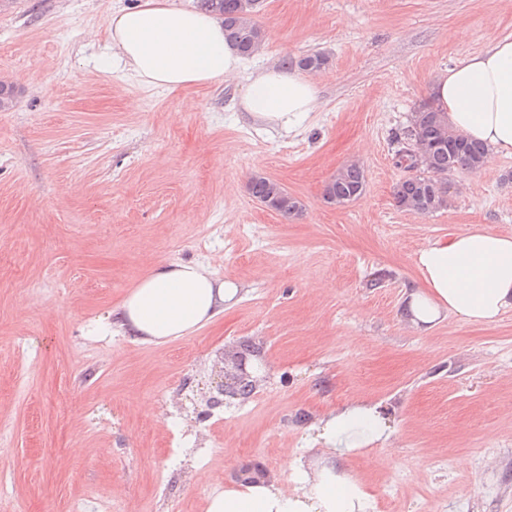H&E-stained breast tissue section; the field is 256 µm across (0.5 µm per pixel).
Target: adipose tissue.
<instances>
[{
    "label": "adipose tissue",
    "mask_w": 512,
    "mask_h": 512,
    "mask_svg": "<svg viewBox=\"0 0 512 512\" xmlns=\"http://www.w3.org/2000/svg\"><path fill=\"white\" fill-rule=\"evenodd\" d=\"M108 33L111 52L100 58V69L122 68L156 88L210 84L237 76L244 67L217 15L174 0H139L113 11ZM430 95L454 130L483 143L489 156H512V40L497 41L439 74ZM316 103L314 81L280 63L249 76L238 100L257 123L286 132L301 127ZM415 264L419 284L407 304L418 330L451 315L490 323L512 309V236L468 229L424 247ZM239 290L238 283L217 277L204 264L160 263L131 289L115 319L95 321L90 333L126 330L141 342L161 345L211 323ZM387 428L378 404L344 406L319 420V456L307 463L293 454L285 457L293 490L256 476L212 496L207 512H370L371 495L343 463L385 439Z\"/></svg>",
    "instance_id": "obj_1"
}]
</instances>
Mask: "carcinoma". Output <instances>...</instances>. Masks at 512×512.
Listing matches in <instances>:
<instances>
[{
  "label": "carcinoma",
  "instance_id": "1",
  "mask_svg": "<svg viewBox=\"0 0 512 512\" xmlns=\"http://www.w3.org/2000/svg\"><path fill=\"white\" fill-rule=\"evenodd\" d=\"M200 7L223 17L226 38L240 51L250 56L265 42L262 27L254 20L252 0H199ZM327 65L320 54L307 55L297 61L305 71H319ZM395 164L414 162V152L423 150L422 169L414 178L400 181L394 188L396 206L409 212L426 215L448 207V175L475 173L483 166L487 149L448 126L444 113L432 103L424 102L415 110L411 124L400 140ZM363 169L347 164L325 183L323 199L334 206H344L358 199L365 190ZM249 192L268 208L286 216L298 213L303 204L288 193L278 181L254 175L249 181Z\"/></svg>",
  "mask_w": 512,
  "mask_h": 512
}]
</instances>
